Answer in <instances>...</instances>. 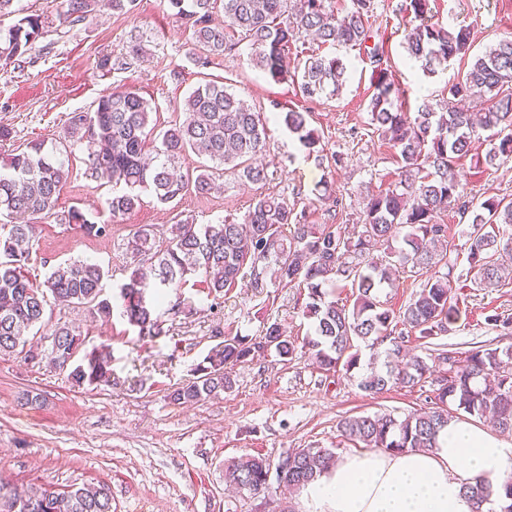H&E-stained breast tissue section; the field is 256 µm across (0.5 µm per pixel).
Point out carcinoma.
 I'll list each match as a JSON object with an SVG mask.
<instances>
[{
  "instance_id": "cac0c4a2",
  "label": "carcinoma",
  "mask_w": 512,
  "mask_h": 512,
  "mask_svg": "<svg viewBox=\"0 0 512 512\" xmlns=\"http://www.w3.org/2000/svg\"><path fill=\"white\" fill-rule=\"evenodd\" d=\"M65 2L66 10L57 20L72 28L104 9L132 15L137 6V0ZM167 2L190 23L193 46L202 51L201 64L234 51L231 34L236 32L250 40L253 65L277 83L288 80L286 50L302 33L322 45L358 47L378 64L385 54L384 45H368L365 16L371 0H353L354 9L348 12L330 0ZM219 8L224 11L222 23L213 19ZM409 11L404 49L424 72L435 74L450 60L470 54V27L449 30L431 22L430 0H409ZM45 27L41 16L27 15L7 32L0 31V61L23 63ZM346 74L340 58L315 54L304 64L300 88L310 97L334 96L345 85ZM393 93L394 83L386 70H379L369 103V126L395 150L399 181L392 189L366 196L361 229L350 232L345 224H303L288 199L270 194L254 199L243 224L187 221L175 225L170 238L158 236L154 225L144 224L122 239L134 268L120 287L115 307L102 297L104 271L85 260L55 266L41 285L29 280L25 266L35 225L23 224L20 218L53 214L72 170L42 141L11 155L9 172L0 173V357L18 352L29 359L28 335L45 327L51 341L40 347L41 360L53 365L71 355L82 333L66 321L48 327L49 294L74 308L87 307L103 320L117 309L138 336H159L162 295L153 296L150 289L178 288L197 275L202 277V292L215 300L246 275L257 290L269 278L283 288H307L306 315L313 319L314 336L306 338L305 346L318 367L327 371L350 372L360 360L359 343L382 342L400 326L421 339L447 335L457 323L459 303L450 273L436 271L448 265V226L438 221V214L453 209L471 224L468 260L476 287L496 288L512 281V270L498 260L512 250V237L505 239L499 232V225L512 224V201L489 198L474 209L454 173L456 161L479 141L488 144L486 165L512 158V38L472 56L469 69L448 88V98L422 103L414 117L394 104ZM464 100L479 104L477 112L459 107ZM152 112L149 100L135 88L125 87L100 96L93 111L74 112L68 119L65 137L85 138L93 146L84 160L85 178L112 182V198L107 200L112 217L132 210L145 191L165 205L190 190L201 196L223 193L226 173L252 184L267 180L266 167L257 163L266 147V124L224 84L208 81L191 91L184 100L183 120L159 132L151 156L146 140L155 131L150 125ZM283 122L307 155L320 152V135L309 126L308 113L290 110ZM189 153L207 160L191 179L175 171V163ZM63 220L86 237L112 233V225L98 224L78 208L69 210ZM290 225L293 232L287 235L285 228ZM378 244L386 254L383 263L369 258ZM394 267L424 277L397 311L379 299L380 290L393 285ZM339 282L354 288L352 305L326 299L323 287ZM485 321L499 331L500 340L512 339L511 316L493 310ZM402 346L393 342L386 371L365 374L358 388L378 395L392 385L413 388L429 378L435 386L434 406L402 419L390 414L345 417L338 423L341 437L366 448H433L438 433L462 412L489 421L500 432H512V344H482L465 352L442 344L433 350L437 371L425 358L404 354ZM265 349L288 361L296 345L276 324L254 342L244 336H224L194 368L193 377L171 388L167 398L181 406L229 392L234 385L230 368ZM69 368L68 379L77 388L112 385L111 351L104 344L83 350ZM288 456L292 462L282 481L290 489L315 480L338 460L328 448H297ZM270 468L268 458L246 455L225 465L224 481L256 496ZM464 490L474 512H483L494 495L491 485L482 481L468 482ZM16 503V512H112V493L106 484H72L63 491L30 488L13 493L8 504L0 501V512H11Z\"/></svg>"
}]
</instances>
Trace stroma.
Listing matches in <instances>:
<instances>
[{"label": "stroma", "mask_w": 512, "mask_h": 512, "mask_svg": "<svg viewBox=\"0 0 512 512\" xmlns=\"http://www.w3.org/2000/svg\"><path fill=\"white\" fill-rule=\"evenodd\" d=\"M373 2L365 23L374 41L384 45L385 66L399 89L397 104L413 113L423 99H442L466 71V60H454L434 75L424 73L402 47L406 0ZM63 5L64 0L20 2L24 14L41 15L53 26L21 68L0 63V126L13 131L10 141L0 142V161L25 150L31 141L58 140L70 113L93 110L102 94L122 86L138 89L154 108L158 127L169 128L182 120L185 97L214 80L268 118L262 161L269 179L247 186L229 180L223 193L202 197L190 192L166 206L146 192L139 205L116 218L107 205L111 184L84 177L87 146L77 142L69 156L73 175L60 193L56 215L30 218L36 226L27 264L32 282L42 283L60 262L87 259L103 269V294L112 299L132 268L120 243L140 225L152 224L164 233L186 221L240 224L262 193L288 198L306 223L354 224L366 194L387 189L396 180L395 151L369 127L367 106L376 74L364 51L319 48L307 38L294 39L288 46L290 70H302L315 50L339 55L348 68L349 80L339 96L311 99L303 95L299 81L269 82L253 66L245 40L209 65L197 64L190 52L189 25L166 0H138L136 17L108 10L73 30L54 23ZM430 5L433 21L450 29L471 26L473 52L512 38V0H430ZM138 35L147 56L131 60L125 70L100 68L102 56H127ZM281 108L308 113L321 137L322 156L307 155L277 119ZM486 150V145L474 144L456 166L476 207L490 197L512 199V161L493 167L478 164ZM337 155L342 158L338 165L333 162ZM72 208L111 225V238H88L60 224L58 214ZM439 221L448 227V268L461 296L460 318L447 340L464 352L495 337L485 323L486 311L512 315V283L471 287L472 228L450 210ZM164 296V333L146 339L120 317L104 321L87 308L48 300L47 314L79 326L88 345L111 347L113 384L79 389L47 363H31L20 354L0 357V481L20 489H62L101 480L112 490L115 512H255L261 498L226 490L227 460L260 454L275 463L289 450L308 447L342 456L353 450L338 432L344 417L401 416L427 406L432 392L428 385L394 387L374 397L360 391L356 381L371 368L369 350H362L350 373L320 369L303 346L313 332V321L305 313L306 291L271 285L258 292L241 281L214 302L200 292L193 277L180 290H165ZM181 299L192 302L194 315L173 313ZM274 323L286 328L297 345L291 361L266 353L232 367V391L187 407L169 402L168 388L190 379L217 344L215 330L254 339Z\"/></svg>", "instance_id": "obj_1"}]
</instances>
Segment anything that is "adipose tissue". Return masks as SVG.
Masks as SVG:
<instances>
[{
  "instance_id": "adipose-tissue-1",
  "label": "adipose tissue",
  "mask_w": 512,
  "mask_h": 512,
  "mask_svg": "<svg viewBox=\"0 0 512 512\" xmlns=\"http://www.w3.org/2000/svg\"><path fill=\"white\" fill-rule=\"evenodd\" d=\"M512 445L490 429L454 421L429 450L355 451L300 490L304 512H472L463 485L501 487Z\"/></svg>"
}]
</instances>
